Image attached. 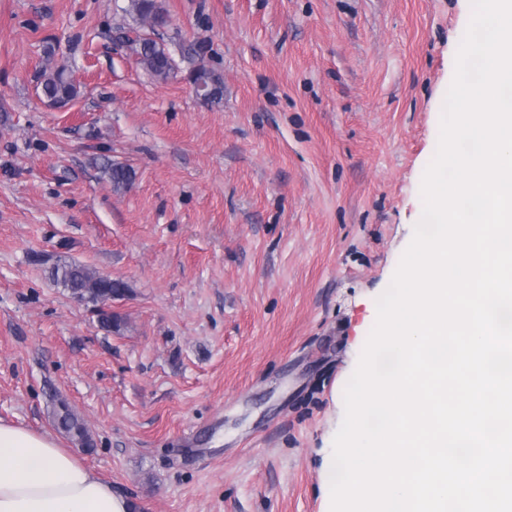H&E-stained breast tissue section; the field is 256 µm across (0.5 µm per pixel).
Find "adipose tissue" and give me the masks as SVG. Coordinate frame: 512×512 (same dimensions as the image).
Wrapping results in <instances>:
<instances>
[{
    "label": "adipose tissue",
    "instance_id": "ef3b65f1",
    "mask_svg": "<svg viewBox=\"0 0 512 512\" xmlns=\"http://www.w3.org/2000/svg\"><path fill=\"white\" fill-rule=\"evenodd\" d=\"M131 505L49 435L0 421V512H129Z\"/></svg>",
    "mask_w": 512,
    "mask_h": 512
}]
</instances>
